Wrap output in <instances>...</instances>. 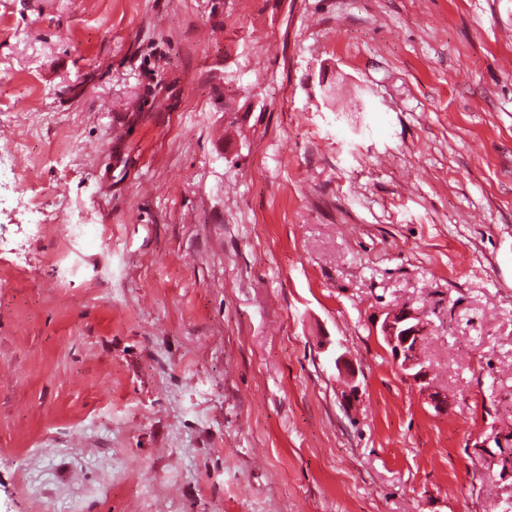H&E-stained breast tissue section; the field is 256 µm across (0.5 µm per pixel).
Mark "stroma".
Segmentation results:
<instances>
[{
  "mask_svg": "<svg viewBox=\"0 0 512 512\" xmlns=\"http://www.w3.org/2000/svg\"><path fill=\"white\" fill-rule=\"evenodd\" d=\"M0 141V512H512V0H0ZM64 222L60 224L62 235L72 242H80L89 236H94L104 243L112 241V227L107 224H83L76 218L73 211L68 210L64 214ZM381 316H384L382 320ZM375 328L389 347L392 359L402 375L419 388L436 412L447 410L448 402L440 392L432 388L428 371L412 358L413 350L418 348L423 336L420 313L410 307L388 308L376 320ZM334 365L339 377L346 381V388L341 393L340 402L345 409H349L358 401L361 394L360 384L357 381L358 368L345 353L338 351L335 353Z\"/></svg>",
  "mask_w": 512,
  "mask_h": 512,
  "instance_id": "obj_1",
  "label": "stroma"
}]
</instances>
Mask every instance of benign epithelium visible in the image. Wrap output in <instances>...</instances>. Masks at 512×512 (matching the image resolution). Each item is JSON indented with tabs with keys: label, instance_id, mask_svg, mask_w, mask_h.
Listing matches in <instances>:
<instances>
[{
	"label": "benign epithelium",
	"instance_id": "7a95c632",
	"mask_svg": "<svg viewBox=\"0 0 512 512\" xmlns=\"http://www.w3.org/2000/svg\"><path fill=\"white\" fill-rule=\"evenodd\" d=\"M377 332L390 349L392 359L402 375L419 388L433 409L441 413L448 408V402L440 392L434 390L430 376L420 362L412 358L413 350L418 348L423 336L420 313L410 307H392L376 320ZM334 365L339 377L346 381V388L340 396V402L346 409L351 408L361 394L357 381L358 368L344 353H335Z\"/></svg>",
	"mask_w": 512,
	"mask_h": 512
}]
</instances>
